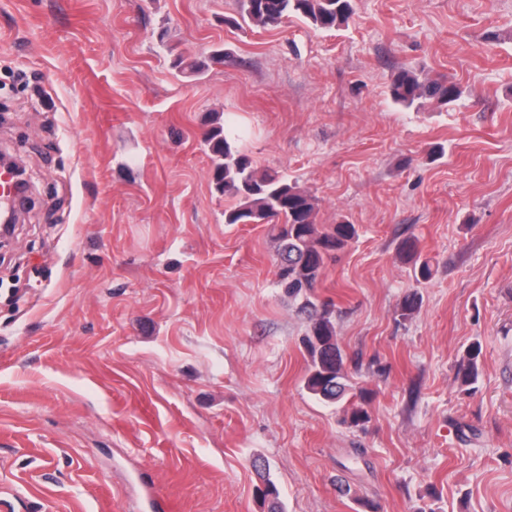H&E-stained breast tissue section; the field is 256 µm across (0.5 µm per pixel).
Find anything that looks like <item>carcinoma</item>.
Returning <instances> with one entry per match:
<instances>
[{"label":"carcinoma","mask_w":512,"mask_h":512,"mask_svg":"<svg viewBox=\"0 0 512 512\" xmlns=\"http://www.w3.org/2000/svg\"><path fill=\"white\" fill-rule=\"evenodd\" d=\"M238 4V17L226 20L237 27L249 23L262 28L277 27L288 17L297 16L317 30L330 31L347 24L353 13L352 0H238ZM228 57V52L218 49L207 61L188 60L180 55L175 65L199 73L208 67V62L222 64ZM389 94L394 103L410 108L422 99L448 104L457 100L461 90L446 80H422L416 72L399 68L392 76ZM202 141L213 157L215 190L239 200L236 207L224 211V223L270 224L278 229L277 283L285 295L302 301V308L310 314V327L303 338L307 353L305 388L324 401L342 399L346 374L332 321L333 303L320 299L318 288L326 261L356 236L355 225L335 224L321 230L316 222L315 198L276 172L257 173L252 159L224 128L206 129ZM400 256L413 264L421 279L431 277L430 261L421 256L415 243L405 242ZM480 355L481 347L475 343L457 364L456 376L468 395L474 392L482 374ZM369 397V391H360V403L344 410L343 422L352 428H365L370 415L363 404ZM260 495L271 500V512H278L280 493L271 479H263Z\"/></svg>","instance_id":"carcinoma-1"}]
</instances>
